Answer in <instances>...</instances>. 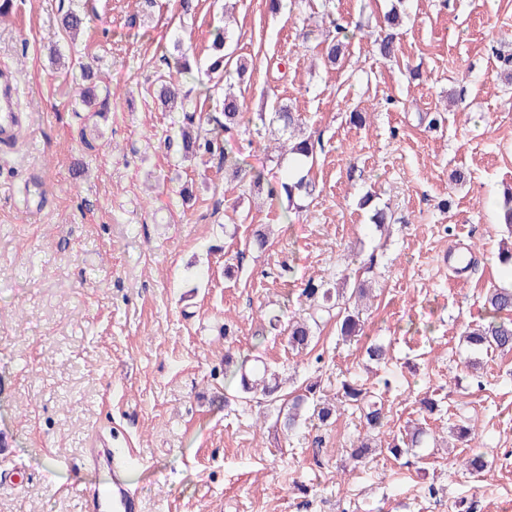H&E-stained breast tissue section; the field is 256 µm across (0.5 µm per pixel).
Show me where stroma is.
I'll use <instances>...</instances> for the list:
<instances>
[{
	"mask_svg": "<svg viewBox=\"0 0 512 512\" xmlns=\"http://www.w3.org/2000/svg\"><path fill=\"white\" fill-rule=\"evenodd\" d=\"M178 2L14 0L0 18V65L36 115L0 152V512H84L71 486L107 482L84 452L113 432L137 456L143 512H512V466L500 463L512 351L460 340L485 318L487 290L512 285L499 258L511 237L499 204L512 191V0H405L391 59L374 35L392 0H296L279 13L266 0H198L187 18ZM228 5L232 48L252 62L246 111L281 101L319 140L299 209L225 177L217 159H182L180 113L146 93L166 69L158 44L178 39L190 85L207 82L209 32ZM68 8L90 25L69 44L57 29ZM336 20L349 43L329 66L317 45ZM53 45L66 67L52 65ZM92 56L112 91L96 117L80 101ZM269 137L252 127L221 145L274 182L288 162L266 151ZM368 193L388 207V232L361 208ZM345 276L374 296L362 336L343 341L327 318L307 350H289L263 312L290 318L307 280ZM371 341L388 363L368 359ZM228 351L276 367L288 393L315 380L332 401L342 382L363 384L384 406L383 447L353 462L366 433L355 408L284 435L273 408L227 395ZM463 423L476 437L452 453L386 448L417 424L441 438ZM474 451L492 463L481 478L455 463Z\"/></svg>",
	"mask_w": 512,
	"mask_h": 512,
	"instance_id": "35a3bbf8",
	"label": "stroma"
}]
</instances>
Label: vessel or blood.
I'll return each mask as SVG.
<instances>
[{
    "label": "vessel or blood",
    "instance_id": "1",
    "mask_svg": "<svg viewBox=\"0 0 512 512\" xmlns=\"http://www.w3.org/2000/svg\"><path fill=\"white\" fill-rule=\"evenodd\" d=\"M28 120V113L21 103L16 73L8 66H0V151H10L16 146L19 133ZM86 458L94 466L108 470L107 486L85 487L86 512H142L140 496L127 480L130 463L127 456L118 455L112 448L88 449Z\"/></svg>",
    "mask_w": 512,
    "mask_h": 512
}]
</instances>
